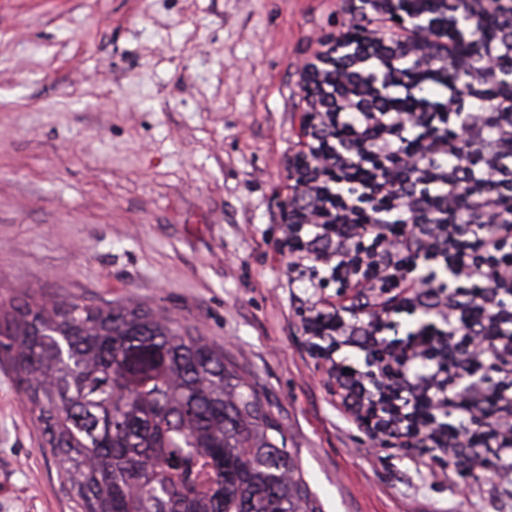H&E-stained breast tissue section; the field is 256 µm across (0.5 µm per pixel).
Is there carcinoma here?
I'll list each match as a JSON object with an SVG mask.
<instances>
[{"instance_id":"carcinoma-1","label":"carcinoma","mask_w":512,"mask_h":512,"mask_svg":"<svg viewBox=\"0 0 512 512\" xmlns=\"http://www.w3.org/2000/svg\"><path fill=\"white\" fill-rule=\"evenodd\" d=\"M363 23L305 71L307 112L388 100L365 74L406 81L429 112L448 84V0H359ZM424 69L393 63L405 37ZM0 352L75 512H317L273 413L224 349L142 305L0 304Z\"/></svg>"}]
</instances>
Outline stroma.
I'll return each instance as SVG.
<instances>
[{"label":"stroma","instance_id":"35a3bbf8","mask_svg":"<svg viewBox=\"0 0 512 512\" xmlns=\"http://www.w3.org/2000/svg\"><path fill=\"white\" fill-rule=\"evenodd\" d=\"M351 0H0V301L140 304L277 417L321 512H512V476L371 446L309 357L277 243L302 75ZM0 362V512H72Z\"/></svg>","mask_w":512,"mask_h":512}]
</instances>
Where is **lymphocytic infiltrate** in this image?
Here are the masks:
<instances>
[{"mask_svg": "<svg viewBox=\"0 0 512 512\" xmlns=\"http://www.w3.org/2000/svg\"><path fill=\"white\" fill-rule=\"evenodd\" d=\"M489 4L448 12L445 111L312 113L283 224L337 413L464 475L512 474V24L478 40Z\"/></svg>", "mask_w": 512, "mask_h": 512, "instance_id": "obj_1", "label": "lymphocytic infiltrate"}]
</instances>
